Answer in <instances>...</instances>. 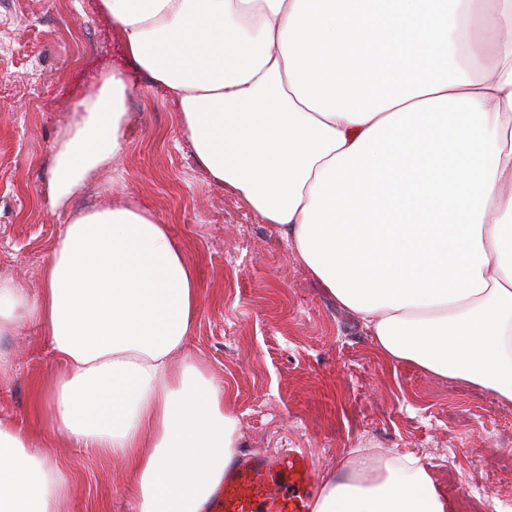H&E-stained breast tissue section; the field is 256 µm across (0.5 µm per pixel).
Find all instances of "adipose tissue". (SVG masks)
Here are the masks:
<instances>
[{
  "instance_id": "adipose-tissue-1",
  "label": "adipose tissue",
  "mask_w": 512,
  "mask_h": 512,
  "mask_svg": "<svg viewBox=\"0 0 512 512\" xmlns=\"http://www.w3.org/2000/svg\"><path fill=\"white\" fill-rule=\"evenodd\" d=\"M99 0L167 92L209 182L276 226L379 355L512 408V0ZM136 92L102 70L53 145L51 210L124 151ZM39 293L0 277V334L39 324L34 384L77 447L122 461L136 512H203L240 441L191 359L186 244L124 189L62 225ZM311 512H448L421 459L356 449ZM71 466L0 425V512H65Z\"/></svg>"
}]
</instances>
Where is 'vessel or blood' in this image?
<instances>
[{
	"mask_svg": "<svg viewBox=\"0 0 512 512\" xmlns=\"http://www.w3.org/2000/svg\"><path fill=\"white\" fill-rule=\"evenodd\" d=\"M313 469L306 454L244 456L225 471L208 512H308Z\"/></svg>",
	"mask_w": 512,
	"mask_h": 512,
	"instance_id": "1",
	"label": "vessel or blood"
}]
</instances>
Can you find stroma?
I'll list each match as a JSON object with an SVG mask.
<instances>
[{"mask_svg": "<svg viewBox=\"0 0 512 512\" xmlns=\"http://www.w3.org/2000/svg\"><path fill=\"white\" fill-rule=\"evenodd\" d=\"M96 0H24L0 10V276L39 289L62 220L45 203L51 146L102 69L125 66ZM138 123L113 171L69 204L112 200L113 182L157 213L189 247L201 309L189 350L233 395L240 449H303L316 478L356 448L420 457L453 512H512V409L485 392L382 360L362 321L328 296L281 234L239 197L217 190L160 91L128 103ZM11 361L0 381V424L77 472L67 512H133L123 467L84 454L30 401L57 367L37 324L0 335Z\"/></svg>", "mask_w": 512, "mask_h": 512, "instance_id": "stroma-1", "label": "stroma"}]
</instances>
